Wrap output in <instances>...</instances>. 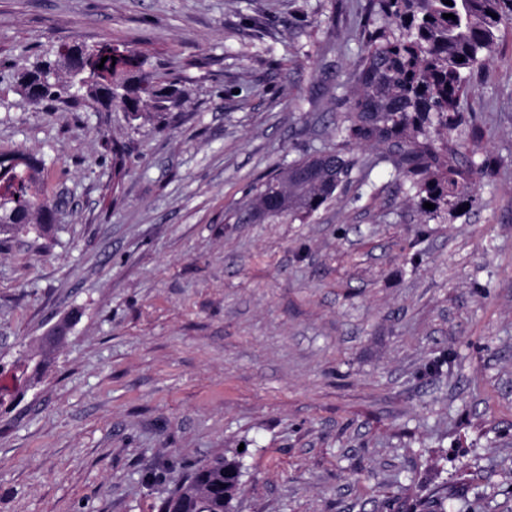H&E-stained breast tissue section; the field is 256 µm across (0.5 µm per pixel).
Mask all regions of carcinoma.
<instances>
[{
    "label": "carcinoma",
    "instance_id": "cac0c4a2",
    "mask_svg": "<svg viewBox=\"0 0 512 512\" xmlns=\"http://www.w3.org/2000/svg\"><path fill=\"white\" fill-rule=\"evenodd\" d=\"M364 11L357 92L336 134L384 148L397 177L420 202L435 205L425 210L428 219L456 217L458 209L479 201L480 178L492 167L488 158L477 163L468 155L463 128L474 142L486 130L464 104L473 96L474 78L484 76L492 55L512 40V0H453L451 6L444 0H366ZM17 86L22 98L33 95L38 104L92 100L140 125L180 108L186 96L182 78L159 73L150 54L107 41L62 44L54 61L36 63ZM326 157L336 164L326 168L309 154L262 183L249 210L290 224L312 215L334 199L354 166L339 152ZM305 168L317 170L316 180L300 187L288 182V174ZM44 171V161L22 149L0 152V234L49 228L55 203L44 194ZM234 473L242 474L234 459L197 464L160 512H231L240 492Z\"/></svg>",
    "mask_w": 512,
    "mask_h": 512
}]
</instances>
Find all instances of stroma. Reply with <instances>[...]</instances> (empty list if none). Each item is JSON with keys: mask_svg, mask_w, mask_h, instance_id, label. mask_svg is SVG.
Returning <instances> with one entry per match:
<instances>
[{"mask_svg": "<svg viewBox=\"0 0 512 512\" xmlns=\"http://www.w3.org/2000/svg\"><path fill=\"white\" fill-rule=\"evenodd\" d=\"M363 2L0 0V151L42 157L63 202L0 235V512H158L217 456L243 465L236 512H412L441 485L448 512H512V59L468 104L498 162L480 204L427 219L381 147L336 135ZM104 40L184 76L183 107L134 129L22 102L19 73ZM336 148L332 202L249 215ZM322 155L336 159V164L333 167L324 168L321 160L316 158L317 155L309 154L294 161L282 174L268 179L257 187L247 204L252 215L255 211L264 210L268 213L265 218L288 219V223L293 224L296 220L301 221L309 217L334 199L336 190L347 180L355 163L339 152H322ZM305 168L317 170L318 176L315 181L295 187L289 177L288 184V174L290 176L294 171L298 178L308 177L310 173L301 170ZM287 189L288 204L279 203L278 193Z\"/></svg>", "mask_w": 512, "mask_h": 512, "instance_id": "35a3bbf8", "label": "stroma"}]
</instances>
